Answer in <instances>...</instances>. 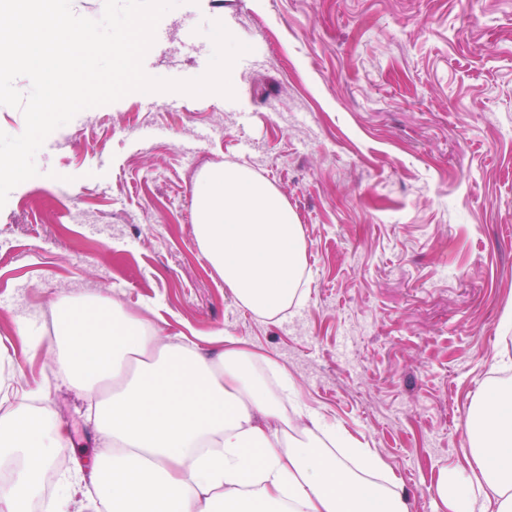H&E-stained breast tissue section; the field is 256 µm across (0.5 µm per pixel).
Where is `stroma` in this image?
Masks as SVG:
<instances>
[{
	"label": "stroma",
	"instance_id": "1",
	"mask_svg": "<svg viewBox=\"0 0 512 512\" xmlns=\"http://www.w3.org/2000/svg\"><path fill=\"white\" fill-rule=\"evenodd\" d=\"M216 20L250 47L234 98L83 110L0 208V351L23 369L0 414L42 391L70 435L48 482L91 465L87 401L15 329L43 338L59 302L105 295L164 335L268 353L300 403L382 459L409 512H443L436 482L470 472L465 426L494 363L512 376V0H181L145 72L201 76ZM222 163L302 226L303 295L275 317L243 308L196 243V183Z\"/></svg>",
	"mask_w": 512,
	"mask_h": 512
}]
</instances>
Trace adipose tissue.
<instances>
[{
	"label": "adipose tissue",
	"mask_w": 512,
	"mask_h": 512,
	"mask_svg": "<svg viewBox=\"0 0 512 512\" xmlns=\"http://www.w3.org/2000/svg\"><path fill=\"white\" fill-rule=\"evenodd\" d=\"M47 342L82 395L101 396L92 485L64 476L67 495L105 512H409L395 476L341 430L277 393L288 372L229 336L199 343L162 335L111 298L59 304ZM469 429L476 468L441 473L448 512H512V391L483 401ZM67 432L48 408L0 416V512H25Z\"/></svg>",
	"instance_id": "ef3b65f1"
}]
</instances>
